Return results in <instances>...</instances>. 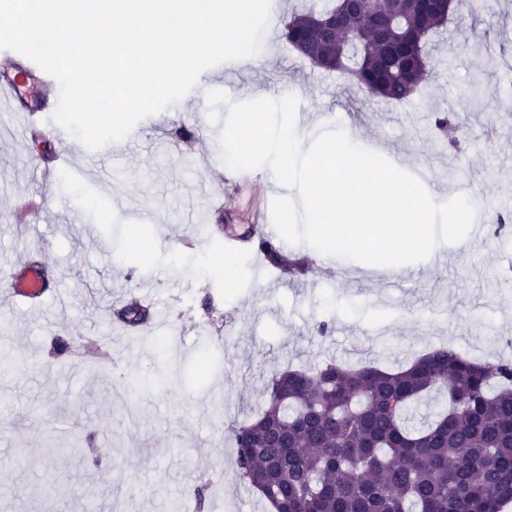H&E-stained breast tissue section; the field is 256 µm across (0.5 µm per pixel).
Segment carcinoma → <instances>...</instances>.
Here are the masks:
<instances>
[{
    "instance_id": "1",
    "label": "carcinoma",
    "mask_w": 512,
    "mask_h": 512,
    "mask_svg": "<svg viewBox=\"0 0 512 512\" xmlns=\"http://www.w3.org/2000/svg\"><path fill=\"white\" fill-rule=\"evenodd\" d=\"M456 8L438 3L421 14L412 0H329L291 16L285 39L311 65L401 104L432 75L429 41ZM257 249L286 274L305 272L269 240ZM116 317L149 321L134 300ZM433 393L446 405L413 424L412 406ZM265 396L262 412L232 425V435L242 480L275 512H502L512 501L507 361L440 347L397 372L326 363L279 372Z\"/></svg>"
}]
</instances>
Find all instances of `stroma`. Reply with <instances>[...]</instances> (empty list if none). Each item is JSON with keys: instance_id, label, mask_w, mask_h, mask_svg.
<instances>
[{"instance_id": "35a3bbf8", "label": "stroma", "mask_w": 512, "mask_h": 512, "mask_svg": "<svg viewBox=\"0 0 512 512\" xmlns=\"http://www.w3.org/2000/svg\"><path fill=\"white\" fill-rule=\"evenodd\" d=\"M255 63L225 71L235 102L296 95L295 128L313 143L342 126L356 144L378 147L405 169L425 167L431 191L468 185L486 211L512 216V0H471L455 13L433 52L432 80L403 104L359 89L339 71L308 64L282 38L264 42ZM451 125L440 129L439 114ZM208 103L184 96L139 122L121 156L71 153L73 173L56 172L32 137L0 119V260L31 250L54 269L62 297L28 310L0 278V512H177L195 488L211 492L203 512H270L240 481L227 428L253 418L278 370L331 360L395 369L449 345L472 359L512 360V223L485 222L481 238L438 243L431 260L407 265L409 280L387 288L377 267L344 258L334 273L305 244L292 278L250 256H234V284L196 273L224 257L225 236L271 221L279 192L269 169L250 184L225 181ZM223 211L212 209L214 195ZM153 287L169 320L145 335L114 332L115 287ZM328 332L319 335L317 326ZM94 337L96 356H56L58 338ZM77 438L81 456H45L44 442ZM63 495L45 494L48 481Z\"/></svg>"}]
</instances>
